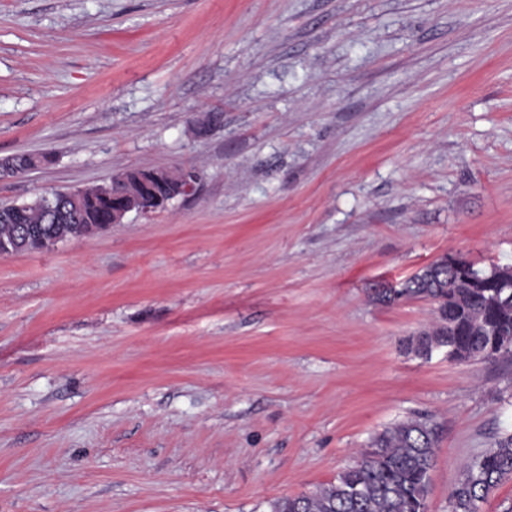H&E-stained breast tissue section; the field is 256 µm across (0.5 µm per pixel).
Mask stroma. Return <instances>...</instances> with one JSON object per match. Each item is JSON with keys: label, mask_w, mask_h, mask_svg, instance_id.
Masks as SVG:
<instances>
[{"label": "stroma", "mask_w": 512, "mask_h": 512, "mask_svg": "<svg viewBox=\"0 0 512 512\" xmlns=\"http://www.w3.org/2000/svg\"><path fill=\"white\" fill-rule=\"evenodd\" d=\"M0 204L190 169L0 254V512H271L414 414L428 512L512 432V355L424 360L446 255L512 267V0H0Z\"/></svg>", "instance_id": "stroma-1"}]
</instances>
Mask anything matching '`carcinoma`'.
Instances as JSON below:
<instances>
[{
    "label": "carcinoma",
    "instance_id": "1",
    "mask_svg": "<svg viewBox=\"0 0 512 512\" xmlns=\"http://www.w3.org/2000/svg\"><path fill=\"white\" fill-rule=\"evenodd\" d=\"M185 172L159 170L154 189L162 196L177 188ZM103 187L82 189L69 196L58 193L68 217L53 220L39 195L21 203L0 206V243L13 252L48 248L71 237L93 233L107 223ZM485 278L474 287L448 265L444 257L395 290L383 288L374 299L391 304L401 299H424L436 304L435 322L411 337L408 349L429 359L444 350L450 358L492 360L512 354V268L473 269ZM437 425L417 414L384 429L363 449L354 464L336 481L310 494L280 499L272 512H427V494L434 467ZM512 479V433L465 463L450 491L451 512H480V503L504 481Z\"/></svg>",
    "mask_w": 512,
    "mask_h": 512
}]
</instances>
